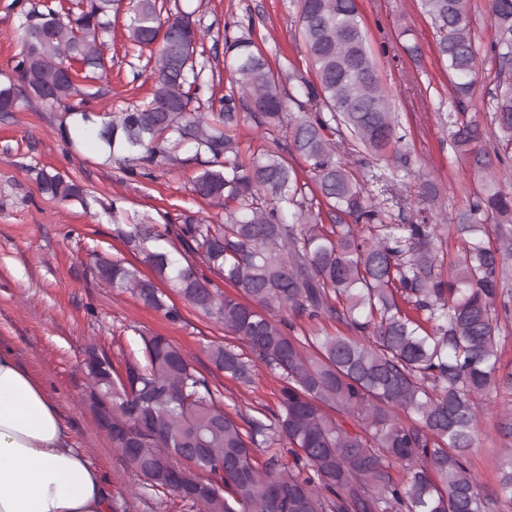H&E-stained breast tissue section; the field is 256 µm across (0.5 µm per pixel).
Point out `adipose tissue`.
Listing matches in <instances>:
<instances>
[{
  "label": "adipose tissue",
  "mask_w": 512,
  "mask_h": 512,
  "mask_svg": "<svg viewBox=\"0 0 512 512\" xmlns=\"http://www.w3.org/2000/svg\"><path fill=\"white\" fill-rule=\"evenodd\" d=\"M45 386L0 346V512H111Z\"/></svg>",
  "instance_id": "1"
}]
</instances>
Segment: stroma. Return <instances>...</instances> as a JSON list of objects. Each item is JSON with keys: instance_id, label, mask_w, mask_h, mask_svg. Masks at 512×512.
<instances>
[{"instance_id": "obj_1", "label": "stroma", "mask_w": 512, "mask_h": 512, "mask_svg": "<svg viewBox=\"0 0 512 512\" xmlns=\"http://www.w3.org/2000/svg\"><path fill=\"white\" fill-rule=\"evenodd\" d=\"M68 0H0V80L13 77L21 51L19 26L32 9L67 6ZM469 15L479 49L478 73L467 102V118L489 127L486 110L497 91L496 68L489 53L495 29L487 0H472ZM168 9L194 13L214 32L236 34L239 25H255V39L274 67L296 65L307 79L315 74L296 24L295 0H167ZM357 7L383 83L391 90L400 133L422 176L406 186L410 206L392 207L397 224L414 222L423 208L422 181L439 191L438 213L444 221L438 242L445 258L460 246L450 218L468 207L482 187L467 158L455 153L448 135V113L454 110L448 71L440 63L431 21L420 0H357ZM127 10L112 19L105 51L112 64L103 86L113 110L150 100L154 78L149 49L130 44ZM103 101V102H106ZM103 102L81 96L72 105L90 112ZM59 115L39 105L0 113V345L12 347L20 364L52 394L69 426L76 448L101 471L107 488L125 512H189L172 492L148 486L113 450L87 401L90 381L84 368L88 348L107 352L116 369L142 359V336L168 337L188 355L209 386L223 394L221 407L236 420L256 409L276 410L279 382L257 365L254 384L246 389L224 376L210 361L208 346L240 343L222 325L203 316L178 295L170 303L179 322L143 305L130 293L115 294L89 271L92 254L137 263L138 256L118 237L113 206L154 223L183 212L216 216L218 209L196 196L191 181L198 166L188 163L156 171L153 178L126 177L117 165L104 164L93 139L72 133L63 139ZM61 170L89 188L90 208L43 196L35 182L37 169ZM471 470L482 493L491 495L499 480L498 460L512 447V435L500 433L498 414L512 408V386L500 384L483 402Z\"/></svg>"}]
</instances>
